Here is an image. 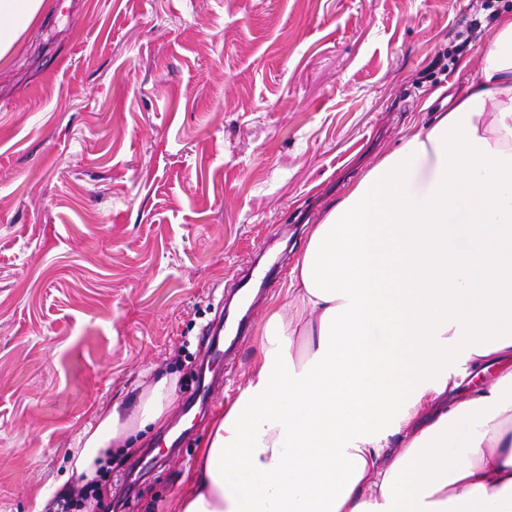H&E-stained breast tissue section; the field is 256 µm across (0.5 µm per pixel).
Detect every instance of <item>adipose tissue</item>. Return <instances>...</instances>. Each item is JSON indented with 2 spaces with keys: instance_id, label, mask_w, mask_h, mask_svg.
Segmentation results:
<instances>
[{
  "instance_id": "1",
  "label": "adipose tissue",
  "mask_w": 512,
  "mask_h": 512,
  "mask_svg": "<svg viewBox=\"0 0 512 512\" xmlns=\"http://www.w3.org/2000/svg\"><path fill=\"white\" fill-rule=\"evenodd\" d=\"M44 7L0 0V59ZM494 28L456 103L374 157L312 225L292 313L269 302L252 377L173 512H512V13ZM460 360L502 370L440 404ZM170 391L160 379L133 418L102 414L76 474L155 424Z\"/></svg>"
}]
</instances>
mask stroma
Here are the masks:
<instances>
[{
	"instance_id": "stroma-1",
	"label": "stroma",
	"mask_w": 512,
	"mask_h": 512,
	"mask_svg": "<svg viewBox=\"0 0 512 512\" xmlns=\"http://www.w3.org/2000/svg\"><path fill=\"white\" fill-rule=\"evenodd\" d=\"M49 3L0 62V512L77 484L84 431L164 375L91 512H170L309 227L447 111L512 0ZM226 315L221 385L185 409Z\"/></svg>"
}]
</instances>
